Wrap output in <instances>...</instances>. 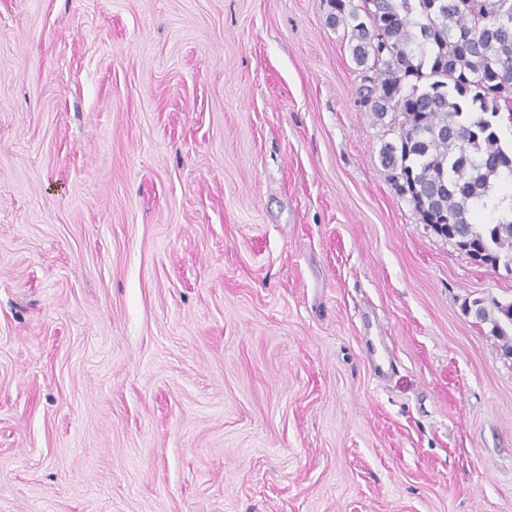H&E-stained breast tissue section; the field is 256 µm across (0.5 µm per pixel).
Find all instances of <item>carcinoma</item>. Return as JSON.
<instances>
[{
  "label": "carcinoma",
  "instance_id": "1",
  "mask_svg": "<svg viewBox=\"0 0 512 512\" xmlns=\"http://www.w3.org/2000/svg\"><path fill=\"white\" fill-rule=\"evenodd\" d=\"M363 78L361 101L398 125L380 148L398 191L422 223L470 259L512 264V219L486 199L512 185V0H329ZM486 212L492 221L480 223ZM490 332L512 336V303L472 302Z\"/></svg>",
  "mask_w": 512,
  "mask_h": 512
}]
</instances>
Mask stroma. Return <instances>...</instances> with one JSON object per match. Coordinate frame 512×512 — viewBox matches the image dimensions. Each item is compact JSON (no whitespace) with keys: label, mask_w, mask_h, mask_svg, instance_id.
<instances>
[{"label":"stroma","mask_w":512,"mask_h":512,"mask_svg":"<svg viewBox=\"0 0 512 512\" xmlns=\"http://www.w3.org/2000/svg\"><path fill=\"white\" fill-rule=\"evenodd\" d=\"M329 12L0 0V512H512L465 311L512 273L394 186Z\"/></svg>","instance_id":"stroma-1"}]
</instances>
